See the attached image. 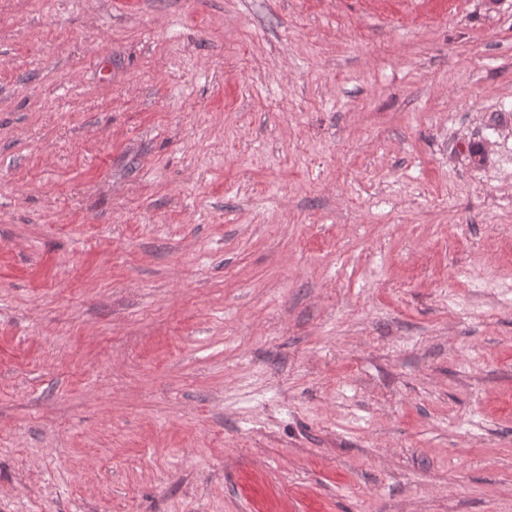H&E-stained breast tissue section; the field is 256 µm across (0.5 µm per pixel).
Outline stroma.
Returning a JSON list of instances; mask_svg holds the SVG:
<instances>
[{"instance_id":"1","label":"stroma","mask_w":512,"mask_h":512,"mask_svg":"<svg viewBox=\"0 0 512 512\" xmlns=\"http://www.w3.org/2000/svg\"><path fill=\"white\" fill-rule=\"evenodd\" d=\"M0 512H512V0H0Z\"/></svg>"}]
</instances>
